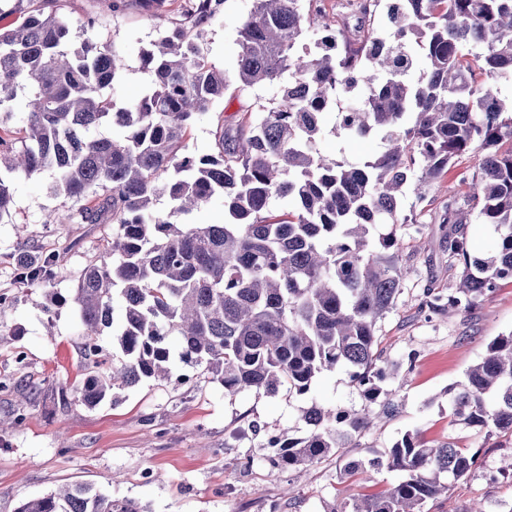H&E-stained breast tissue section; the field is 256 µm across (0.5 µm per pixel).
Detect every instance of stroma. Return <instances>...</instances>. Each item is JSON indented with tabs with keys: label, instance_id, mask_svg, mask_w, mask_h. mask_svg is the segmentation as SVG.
I'll use <instances>...</instances> for the list:
<instances>
[{
	"label": "stroma",
	"instance_id": "35a3bbf8",
	"mask_svg": "<svg viewBox=\"0 0 512 512\" xmlns=\"http://www.w3.org/2000/svg\"><path fill=\"white\" fill-rule=\"evenodd\" d=\"M251 0H226L208 24L204 47L225 75L237 68L238 30ZM61 14L71 20L102 14L87 35L121 48L122 80L111 89L114 101L137 98L151 76L140 51L156 40L159 12L152 0H128L124 12L106 14L101 0H62ZM277 94L262 86L239 89L230 83L222 99L200 114L188 145L210 153L219 122H236ZM51 174L19 178L13 184L11 221L0 223V512H16L26 500L65 484H86L115 498H130L148 512H330L353 495L376 491L397 481L399 472L367 471L356 479L340 476L343 458L383 452L403 433L414 431L431 442L453 440L481 449L479 471L429 500L423 512H468L475 501L485 506L512 503V475H498L502 456L512 453V434L486 433L453 424L448 417V387L484 355L496 336L512 332V283H502L470 314L425 318L420 311L425 286L445 288L458 271L439 249L448 200L459 193L449 175L417 201L402 198V213L416 212L427 224L425 235L406 239L404 255L416 268L397 306L382 321V358L401 363L404 384L397 412L306 475L270 473L263 435L247 433L250 421L266 432L301 435L302 408L311 404L357 408L363 403L346 369L323 373L307 396L287 391L269 396L243 391L225 396L223 387L202 369L178 365L168 381H146L85 405L77 386L94 369L82 354L78 311L69 298L89 259L98 256L112 235L108 224H52L49 215L76 210L78 203L49 190ZM54 252L60 257L53 288H30L15 279L20 248ZM192 373L191 382L180 377Z\"/></svg>",
	"mask_w": 512,
	"mask_h": 512
}]
</instances>
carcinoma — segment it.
<instances>
[{
	"label": "carcinoma",
	"instance_id": "obj_1",
	"mask_svg": "<svg viewBox=\"0 0 512 512\" xmlns=\"http://www.w3.org/2000/svg\"><path fill=\"white\" fill-rule=\"evenodd\" d=\"M322 2L253 0L231 79L243 89L277 84L279 95L258 115L220 125L203 155L188 137L231 79L210 62L201 32L224 0H178L164 33L141 51L149 89L121 105L109 96L124 71L115 45L79 42L70 19L42 9L0 28V113L25 94L23 126L0 119V221L12 216L13 181L50 171L51 189L81 207L48 223L116 226L72 296L84 356L97 367L78 387L81 401L96 406L115 390L167 380L178 361L203 368L229 396H304L319 375L345 368L363 407L313 404L301 410L304 436L267 434L265 462L277 473L340 454L379 413L396 411V368L381 364L377 348L379 322L411 274L395 228L416 236L428 228L400 214L412 175L423 201L460 158L477 157L459 177L464 191L448 201L439 238L459 278L424 289L421 310L467 314L512 281V98L500 94L512 82V0H399L386 32L392 50L380 57L371 53L381 37L371 17L382 0H358L352 37ZM311 30L333 34L335 47L305 45ZM327 133L375 136L384 150L330 159L317 149ZM216 195L224 223L181 222ZM161 197L167 212L156 209ZM275 198L288 200L279 219L269 216ZM471 209L495 236L489 254L469 248ZM57 263L52 252L22 250L15 277L46 287ZM107 332L110 357L99 344ZM446 394L452 423L512 433V332L490 341ZM479 465L478 448L407 431L342 468L345 479L384 467L403 478L330 512H422ZM16 512L147 510L68 485Z\"/></svg>",
	"mask_w": 512,
	"mask_h": 512
}]
</instances>
